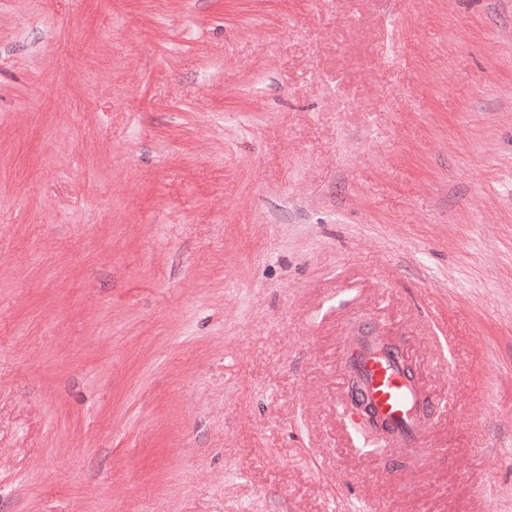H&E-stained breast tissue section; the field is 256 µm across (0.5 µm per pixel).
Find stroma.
I'll list each match as a JSON object with an SVG mask.
<instances>
[{"instance_id": "1", "label": "stroma", "mask_w": 512, "mask_h": 512, "mask_svg": "<svg viewBox=\"0 0 512 512\" xmlns=\"http://www.w3.org/2000/svg\"><path fill=\"white\" fill-rule=\"evenodd\" d=\"M0 512H512V0H0ZM348 364L358 370L362 394L373 402L386 420L393 440L402 446L413 447L425 435L426 422L414 410L416 404L432 415L446 406L442 398H429L417 381L414 385L405 383L395 358L378 356L363 344L349 355Z\"/></svg>"}]
</instances>
